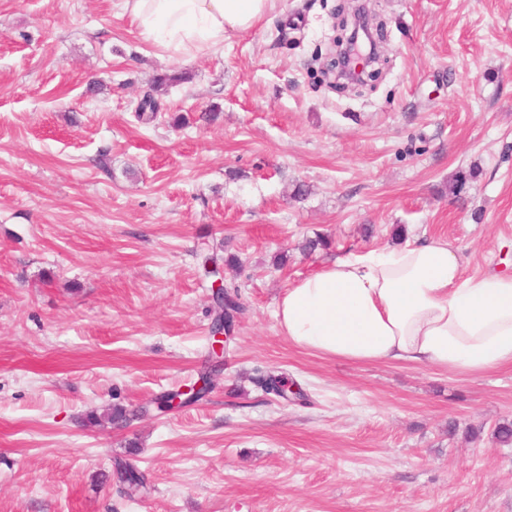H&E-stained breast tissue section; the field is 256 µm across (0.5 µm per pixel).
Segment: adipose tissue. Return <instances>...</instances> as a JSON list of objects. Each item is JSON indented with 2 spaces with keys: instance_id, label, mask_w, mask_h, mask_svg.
<instances>
[{
  "instance_id": "1",
  "label": "adipose tissue",
  "mask_w": 512,
  "mask_h": 512,
  "mask_svg": "<svg viewBox=\"0 0 512 512\" xmlns=\"http://www.w3.org/2000/svg\"><path fill=\"white\" fill-rule=\"evenodd\" d=\"M272 0H123L139 36L191 58L245 31ZM281 333L301 348L355 362H408L481 375L512 365V275L468 277L442 241L339 257L288 287Z\"/></svg>"
}]
</instances>
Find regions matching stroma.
<instances>
[{
    "label": "stroma",
    "instance_id": "35a3bbf8",
    "mask_svg": "<svg viewBox=\"0 0 512 512\" xmlns=\"http://www.w3.org/2000/svg\"><path fill=\"white\" fill-rule=\"evenodd\" d=\"M360 3L381 60L339 84ZM405 239L512 275V0H276L189 61L117 0H0V512H512V365L347 361L278 327L299 279ZM205 249L239 260L218 359Z\"/></svg>",
    "mask_w": 512,
    "mask_h": 512
}]
</instances>
